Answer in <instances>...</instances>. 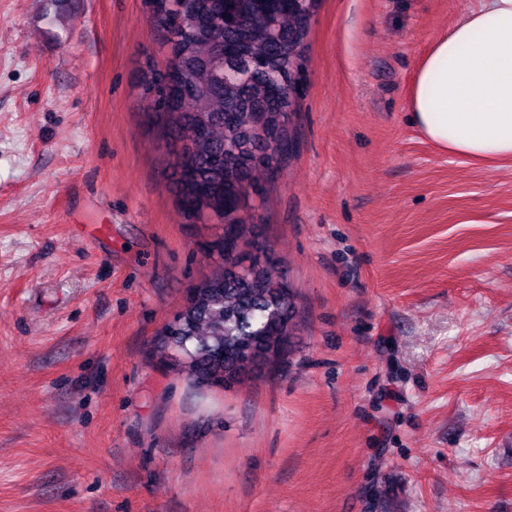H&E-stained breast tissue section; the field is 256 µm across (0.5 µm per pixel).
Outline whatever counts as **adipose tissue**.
Listing matches in <instances>:
<instances>
[{
    "instance_id": "1",
    "label": "adipose tissue",
    "mask_w": 512,
    "mask_h": 512,
    "mask_svg": "<svg viewBox=\"0 0 512 512\" xmlns=\"http://www.w3.org/2000/svg\"><path fill=\"white\" fill-rule=\"evenodd\" d=\"M408 106L414 126L440 150L512 162V0H480L431 42Z\"/></svg>"
}]
</instances>
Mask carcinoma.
I'll return each instance as SVG.
<instances>
[{
	"label": "carcinoma",
	"mask_w": 512,
	"mask_h": 512,
	"mask_svg": "<svg viewBox=\"0 0 512 512\" xmlns=\"http://www.w3.org/2000/svg\"><path fill=\"white\" fill-rule=\"evenodd\" d=\"M319 0H296L271 14L257 0H155V22L167 33L171 58L162 85L156 68L143 73L152 111L165 137L183 142L170 186L185 212L206 217L224 234L216 243L223 269L195 288L180 317L163 333L161 352L200 383L221 384L279 361L295 335L294 289L274 278L276 261L246 265L234 253L253 228L248 186L258 169L274 174L294 142L291 128L305 69L307 39ZM237 188L236 205L224 191Z\"/></svg>",
	"instance_id": "obj_1"
}]
</instances>
